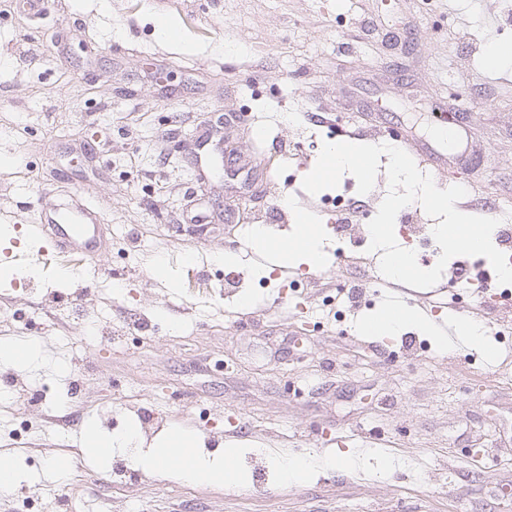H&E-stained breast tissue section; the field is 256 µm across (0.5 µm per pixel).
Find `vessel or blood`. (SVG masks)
<instances>
[{
  "instance_id": "obj_1",
  "label": "vessel or blood",
  "mask_w": 512,
  "mask_h": 512,
  "mask_svg": "<svg viewBox=\"0 0 512 512\" xmlns=\"http://www.w3.org/2000/svg\"><path fill=\"white\" fill-rule=\"evenodd\" d=\"M397 145L404 149L418 165H429L443 170L445 157L430 145L411 144L398 138ZM32 230L41 240L44 250L55 254H78L96 259L106 248L101 233L100 216L96 208L79 196H72L70 207L47 204L42 210L41 221Z\"/></svg>"
}]
</instances>
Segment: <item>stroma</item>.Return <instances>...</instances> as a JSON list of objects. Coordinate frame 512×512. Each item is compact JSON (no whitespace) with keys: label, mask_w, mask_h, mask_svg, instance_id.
I'll return each instance as SVG.
<instances>
[{"label":"stroma","mask_w":512,"mask_h":512,"mask_svg":"<svg viewBox=\"0 0 512 512\" xmlns=\"http://www.w3.org/2000/svg\"><path fill=\"white\" fill-rule=\"evenodd\" d=\"M438 2L47 0L32 21L0 0V225L17 251L37 249L28 225L76 194L108 241L73 267L9 262L0 247V343L38 350L0 362V455L22 475L0 512L57 499L65 512H512V296L493 282L458 304L447 271L434 296L447 326L363 334L389 287L350 261L367 241L337 235L302 188L323 143L382 145L392 130L434 143L445 125L449 174L478 164L459 209L512 221V60L486 63L512 44L497 23L512 0ZM165 16L178 41L159 36ZM301 202L324 237L318 282L306 265L273 278L252 246L260 227L290 236ZM200 213L214 222L193 224ZM351 280L354 304L339 292ZM132 314L118 343L87 333ZM465 317L483 348L459 343ZM144 417L189 428L210 457L235 443L244 486L87 454V427L117 434ZM340 435L356 465L282 484L280 461L335 452Z\"/></svg>","instance_id":"1"}]
</instances>
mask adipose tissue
Returning <instances> with one entry per match:
<instances>
[{
  "label": "adipose tissue",
  "instance_id": "obj_1",
  "mask_svg": "<svg viewBox=\"0 0 512 512\" xmlns=\"http://www.w3.org/2000/svg\"><path fill=\"white\" fill-rule=\"evenodd\" d=\"M234 449H226L223 458L198 457L192 447L191 436L181 432L168 436L162 446L147 450L136 460L142 469L174 476L189 482L218 483L228 487L238 484Z\"/></svg>",
  "mask_w": 512,
  "mask_h": 512
}]
</instances>
